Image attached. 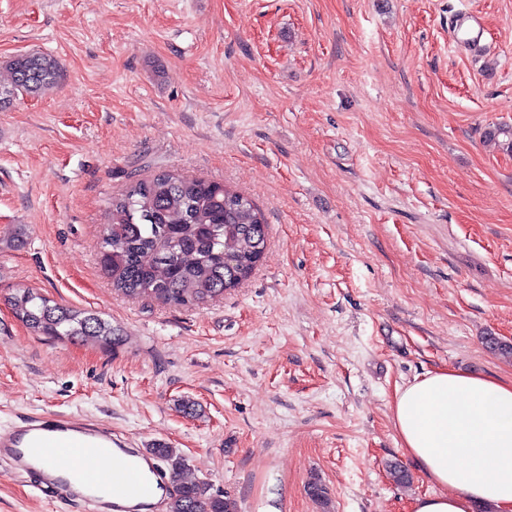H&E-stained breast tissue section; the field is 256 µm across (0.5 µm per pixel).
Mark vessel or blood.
I'll use <instances>...</instances> for the list:
<instances>
[{
  "instance_id": "obj_1",
  "label": "vessel or blood",
  "mask_w": 512,
  "mask_h": 512,
  "mask_svg": "<svg viewBox=\"0 0 512 512\" xmlns=\"http://www.w3.org/2000/svg\"><path fill=\"white\" fill-rule=\"evenodd\" d=\"M449 33L473 56L486 50L485 30L473 13H456ZM1 462L89 512H141L145 499L165 496L169 486L154 457L117 447L110 429L53 417L25 416L0 431Z\"/></svg>"
}]
</instances>
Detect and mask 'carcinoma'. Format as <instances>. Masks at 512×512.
Instances as JSON below:
<instances>
[{
  "instance_id": "carcinoma-1",
  "label": "carcinoma",
  "mask_w": 512,
  "mask_h": 512,
  "mask_svg": "<svg viewBox=\"0 0 512 512\" xmlns=\"http://www.w3.org/2000/svg\"><path fill=\"white\" fill-rule=\"evenodd\" d=\"M12 85L0 89V104L39 96L60 77L59 64L45 54L9 61ZM485 137L512 153V127L494 126ZM264 216L251 199L215 181L162 172L132 183L112 198L100 242V266L112 287L130 297L170 305H203L237 287L264 255ZM15 317L35 336L81 338L103 347L116 341L112 323L93 311L56 303L32 288L8 298ZM177 475L184 460L175 449H150ZM169 512H231L222 494L206 484L186 483L170 498Z\"/></svg>"
}]
</instances>
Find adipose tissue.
<instances>
[{
	"label": "adipose tissue",
	"mask_w": 512,
	"mask_h": 512,
	"mask_svg": "<svg viewBox=\"0 0 512 512\" xmlns=\"http://www.w3.org/2000/svg\"><path fill=\"white\" fill-rule=\"evenodd\" d=\"M401 446L437 487L412 512H512V381L452 368L397 389Z\"/></svg>",
	"instance_id": "1"
}]
</instances>
